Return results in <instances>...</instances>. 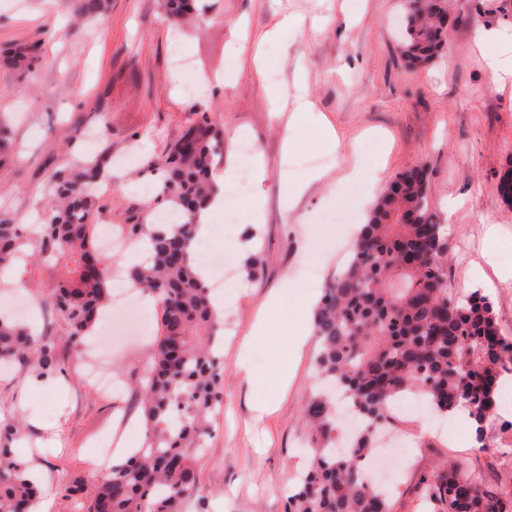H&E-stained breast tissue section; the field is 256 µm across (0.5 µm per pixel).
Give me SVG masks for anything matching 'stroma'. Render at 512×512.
Masks as SVG:
<instances>
[{"mask_svg":"<svg viewBox=\"0 0 512 512\" xmlns=\"http://www.w3.org/2000/svg\"><path fill=\"white\" fill-rule=\"evenodd\" d=\"M402 0H198L187 24L164 16L162 0H108L97 18L66 29L69 11L56 0H0V51L34 43L41 60L34 75L0 67V124L11 146L0 155V212L34 223L47 199L48 170L98 161L111 173L112 190L101 196L99 223L128 229L146 213L165 208L143 193L156 182L165 148L178 139L194 113L221 118L224 143L217 167L246 164L239 150L249 138L263 167L258 185L236 195L237 223L212 212L210 240L233 253V285L224 289V392L210 418L202 450L199 490L187 512H286L288 498L309 463L305 413L316 377L317 344L308 339L287 389L267 384L286 346L279 326L247 359L238 342L271 292L290 284L297 294L320 296L341 269L340 255L352 243L350 230L365 223L371 206L367 182L339 185L345 168L371 167L386 153V180L417 163L429 175V203L448 229V286L490 297L502 335L512 338V248L495 264L483 261L488 230L512 240V205L498 196L500 175L512 163V82L497 88L488 78L484 50L475 34L485 25L512 43V0H455L443 54L425 68L408 66L395 27ZM301 26L277 29L283 17ZM238 43V56L227 48ZM279 90L273 107L266 82ZM307 94L316 121L336 132L341 146L329 149L307 124H291L296 97ZM328 170L286 212L288 181ZM262 207L244 213L252 195ZM257 254L260 266L247 277L243 265ZM319 268L317 288L305 289L301 265ZM482 266L481 280L471 271ZM57 277L48 265L18 267L0 291V308L45 324L54 315L45 299ZM139 300L148 314L143 334L121 344L96 328L94 339L110 348L98 361L86 346L66 347L67 372L40 379L17 369L0 373V413L20 423L19 455L46 487L52 512H78L64 488L92 477L104 454L124 459L137 447L144 425L137 382L159 332L160 304ZM118 375L121 390L105 394L88 385L85 365ZM409 451L396 467L393 512H418L421 476L443 464L449 452L465 454L474 471L490 467L512 498V434L503 418L487 428L485 449L459 417L431 431L425 421L399 423ZM125 445L108 449V434Z\"/></svg>","mask_w":512,"mask_h":512,"instance_id":"35a3bbf8","label":"stroma"}]
</instances>
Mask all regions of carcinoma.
Listing matches in <instances>:
<instances>
[{"instance_id": "cac0c4a2", "label": "carcinoma", "mask_w": 512, "mask_h": 512, "mask_svg": "<svg viewBox=\"0 0 512 512\" xmlns=\"http://www.w3.org/2000/svg\"><path fill=\"white\" fill-rule=\"evenodd\" d=\"M79 17L100 15L104 0H64ZM166 17L179 24L193 14L192 0H164ZM448 0H414L405 10L399 49L414 67L433 63L444 48L442 19ZM34 48L19 47L3 65L29 72ZM223 122L196 113L166 149L157 195L180 215L178 224L148 229V260L127 268V279L161 302V334L154 341L141 384L147 449L134 450L111 471L66 489L84 500L83 512H184L198 489V453L210 437L209 414L222 397L224 321L198 276L192 252L198 217L217 189L216 155ZM111 180L98 163L46 177V221L33 226L0 220V275L24 256L63 262L65 274L50 291L56 326L37 332L0 315V364L41 377L65 372L60 344H77L110 299L109 276L97 253L95 188ZM423 164L399 173L377 199L352 247V257L322 295L314 314L316 376L350 393L359 414L351 442L336 446L333 401L320 393L306 411L312 460L288 512H392L383 489L364 478L376 434L389 425V402L417 391L432 411L463 409L484 430L497 414L512 339L500 333L493 306L480 291L449 294L448 238L429 207ZM19 436L0 417V512H36L39 490L30 469L11 448ZM427 512H512L498 483L476 479L456 454L421 479Z\"/></svg>"}]
</instances>
